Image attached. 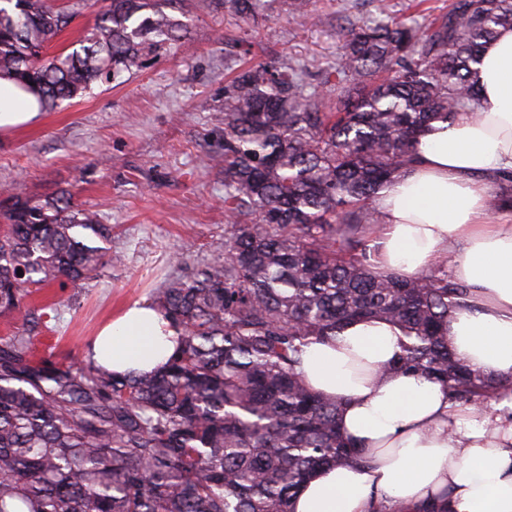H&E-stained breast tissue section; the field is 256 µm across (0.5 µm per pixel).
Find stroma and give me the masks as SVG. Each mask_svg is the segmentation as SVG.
<instances>
[{
	"instance_id": "1",
	"label": "stroma",
	"mask_w": 512,
	"mask_h": 512,
	"mask_svg": "<svg viewBox=\"0 0 512 512\" xmlns=\"http://www.w3.org/2000/svg\"><path fill=\"white\" fill-rule=\"evenodd\" d=\"M405 0H311V16L281 10L255 25L215 0H185L184 39L169 55L117 81L0 131V203L70 193L112 227L123 257L85 288L51 283L32 295L58 315L32 332L37 355L84 358L100 324L149 300L170 274H188L224 254V84L239 65L228 55L241 35L256 60L286 55L310 74L332 64L337 26L348 18L405 17Z\"/></svg>"
}]
</instances>
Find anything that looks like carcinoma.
<instances>
[{
	"instance_id": "carcinoma-1",
	"label": "carcinoma",
	"mask_w": 512,
	"mask_h": 512,
	"mask_svg": "<svg viewBox=\"0 0 512 512\" xmlns=\"http://www.w3.org/2000/svg\"><path fill=\"white\" fill-rule=\"evenodd\" d=\"M184 0H104L68 53L44 50L73 13L50 0H0V77L54 108L161 58L181 39ZM307 0H224L266 20ZM512 0H451L419 23L387 16L339 25L336 63L306 89L286 56L241 67L224 85V258L154 289L176 353L150 374L91 358L38 357L25 331L0 336V512H293L326 467L364 466L338 421L343 401L300 371L303 347L358 320L398 326L386 371L439 383L483 407L509 378L461 362L450 313L468 288L437 266L417 278L370 261L381 192L407 173L432 120L478 108L474 65ZM497 206L512 203V176ZM0 229V316L42 323L31 287L82 284L117 261L112 226L65 192L16 198ZM23 275H18L17 270Z\"/></svg>"
}]
</instances>
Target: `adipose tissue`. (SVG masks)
<instances>
[{"instance_id":"adipose-tissue-1","label":"adipose tissue","mask_w":512,"mask_h":512,"mask_svg":"<svg viewBox=\"0 0 512 512\" xmlns=\"http://www.w3.org/2000/svg\"><path fill=\"white\" fill-rule=\"evenodd\" d=\"M478 112L431 122L415 163L384 191L370 246L380 274L409 277L449 262L471 289L448 318V344L471 368L512 375V218L491 221L495 180L512 171V28L484 48L476 77ZM38 96L0 79V129L35 120ZM391 324L359 321L335 341L309 344L302 370L316 390L343 399L339 426L366 466L327 468L304 486L294 512H417L443 502L448 512H512V392L482 410L451 403L446 390L383 366L401 352ZM175 343L149 302L105 322L93 359L118 374L148 373Z\"/></svg>"}]
</instances>
